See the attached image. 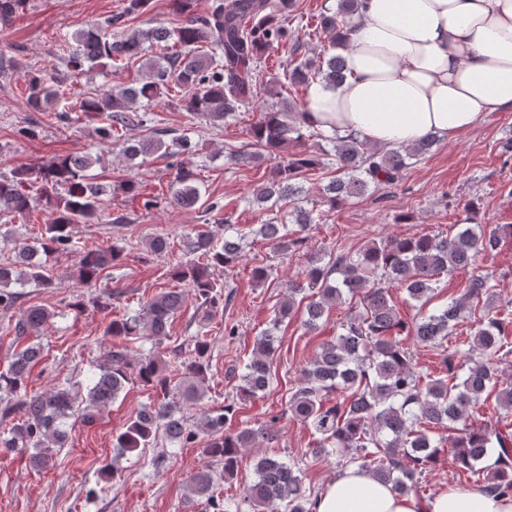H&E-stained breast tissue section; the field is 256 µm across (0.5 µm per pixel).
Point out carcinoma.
<instances>
[{
    "mask_svg": "<svg viewBox=\"0 0 512 512\" xmlns=\"http://www.w3.org/2000/svg\"><path fill=\"white\" fill-rule=\"evenodd\" d=\"M149 0H124L121 11L94 21L75 38L62 71L30 72L22 96L32 112H47L64 104L59 117L82 112L100 121L97 136L102 143L122 142L121 151L133 159L164 151L176 159L168 204L189 208L202 198L196 145L185 135L137 141L122 139L118 129L142 126L149 118L136 105L164 96L178 98L182 111L203 115L212 121L233 118L254 97V70L274 49L291 45L302 59L284 81L308 86L320 82L334 88L346 77V60L339 53L307 56V42L288 28L293 0H214L208 12L195 13V0H172L174 11L185 16L179 27L152 26L129 29L130 21L147 11ZM24 0H0V24H9ZM362 0H337L336 11L315 18L314 32L329 38V47L344 41L343 32L360 17ZM165 50L155 59L145 58L153 46ZM146 59L144 77L127 86H113L95 96L78 97L69 79L83 71L104 76L123 70L131 62ZM304 110L283 99L259 113L247 128L250 145L267 152L272 161L268 179L254 187L251 199L275 213L255 230L271 245L274 254L286 258L308 239L306 232L322 214L302 206L299 178L306 169L321 163V156L302 145ZM337 168L344 177L323 188L321 203L331 209L349 199L396 185L409 161L427 154L436 144L431 135L409 148L382 150L356 137L330 139ZM261 159L249 150L232 151L229 164L247 166ZM89 155L57 158L36 170L17 169L0 175V212L24 217L40 209L48 219L35 244H18L15 261L0 264V308L10 309L18 295L11 284L50 286L46 258L55 253L75 255V279L96 285L104 270L117 264L115 249L86 250L77 245L74 226L99 219L104 184L90 173ZM121 193L141 199L144 210L158 198L144 192L134 178L118 185ZM293 204V224L278 213ZM234 228L224 218V238L211 231L185 235V253L192 259L177 262L173 280L192 291L209 321L224 313L231 293L217 273L230 269L242 257L248 232ZM512 238V224L486 229L479 224H461L450 238L438 235L389 237L352 253L338 247L322 250L302 275L291 283L288 299L275 311L269 326L255 338L252 358L240 375L238 399L247 400L266 391L273 381L277 331L283 319L295 310L296 296L306 292L303 326L315 332L332 307L358 300L339 322L336 338L324 342L301 376L288 402L291 417L301 421L316 436L315 457L336 456L342 468L356 466L376 480L401 493L419 494L423 476L436 467L439 454L448 448L455 468L476 477L471 488L512 495V429L503 431L480 410L493 397L497 405L512 412V382L498 374V360L512 353V310L509 305L487 310L475 321L465 338L454 328L465 315L476 311L481 300L499 296L493 276L478 261L494 255L503 239ZM468 273L463 293L442 307L404 318L390 292L404 290L407 299L426 304L437 290L439 276L455 270ZM181 288H163L154 297L128 310L105 327L114 338L112 350L99 371L88 377L86 394L69 383L43 394L27 393L28 373L41 357V347L30 345L12 356L0 371V422L16 412L20 420L7 435L0 434V447L30 448L32 466L53 465L54 449L68 442L72 419L93 421L113 403L124 387L134 381L154 392L157 401L143 406L115 439L118 457L158 442L187 447L197 432L184 415L185 407L200 404L205 396L210 359L207 332L194 336L187 373L173 380L169 365L153 348L131 360L129 346L149 341L155 346L168 336L171 321L181 311ZM54 314L41 306L24 309L15 323L19 336L41 332ZM427 348H443L439 369L423 370L404 347L406 338ZM236 409L231 403L211 406L202 413L201 427L208 442L203 454L209 463L188 477L190 495L218 507L217 480H229L238 471L241 452L259 443L277 439L267 422L253 427L229 429ZM452 434L443 436V432ZM255 479L234 503V512H313L317 494L305 487L301 468L277 455L265 454L253 465Z\"/></svg>",
    "mask_w": 512,
    "mask_h": 512,
    "instance_id": "obj_1",
    "label": "carcinoma"
}]
</instances>
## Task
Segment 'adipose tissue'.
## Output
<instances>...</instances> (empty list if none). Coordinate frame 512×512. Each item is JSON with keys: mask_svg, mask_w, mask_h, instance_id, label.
<instances>
[{"mask_svg": "<svg viewBox=\"0 0 512 512\" xmlns=\"http://www.w3.org/2000/svg\"><path fill=\"white\" fill-rule=\"evenodd\" d=\"M344 82L308 97L306 119L336 137L408 147L512 110V0H363ZM314 512H512V496L451 487L429 500L351 467Z\"/></svg>", "mask_w": 512, "mask_h": 512, "instance_id": "1", "label": "adipose tissue"}]
</instances>
